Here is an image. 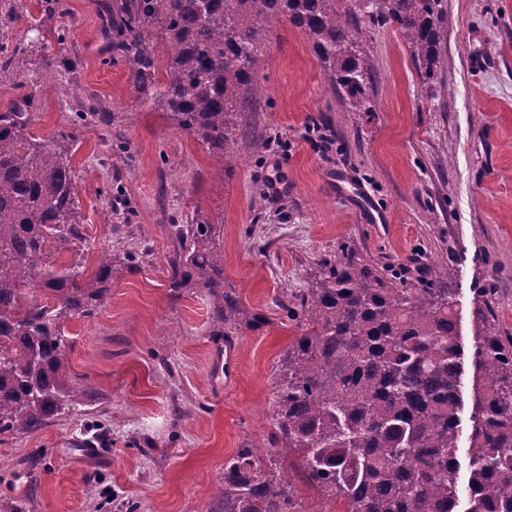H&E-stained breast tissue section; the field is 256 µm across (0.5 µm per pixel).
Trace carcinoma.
<instances>
[{"mask_svg":"<svg viewBox=\"0 0 512 512\" xmlns=\"http://www.w3.org/2000/svg\"><path fill=\"white\" fill-rule=\"evenodd\" d=\"M112 51L142 93L229 171L271 24L309 37L332 95L372 112L376 71L357 39L360 15L389 23L415 67L434 79L442 61V0H118ZM163 40L167 80L156 57ZM24 112L0 113V436L33 431L75 409L85 392L65 365L62 320L88 317L110 299L123 249L100 253L88 276L63 251L83 239L71 146L43 141ZM177 247L168 288L209 298L210 335L230 339L267 318L224 286L221 224L196 213L172 220ZM38 288L54 306L22 301ZM477 299L472 364L482 373L471 412L466 512H512V341L488 300ZM297 336L275 365L270 449L245 444L224 461L218 512H304L297 473L347 512H456V428L464 403L461 348L446 288H402L356 251L324 260L296 306ZM298 456L299 463L290 462Z\"/></svg>","mask_w":512,"mask_h":512,"instance_id":"obj_1","label":"carcinoma"}]
</instances>
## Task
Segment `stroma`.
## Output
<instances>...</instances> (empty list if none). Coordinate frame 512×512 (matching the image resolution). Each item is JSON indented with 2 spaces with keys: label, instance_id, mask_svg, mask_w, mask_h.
Returning <instances> with one entry per match:
<instances>
[{
  "label": "stroma",
  "instance_id": "obj_1",
  "mask_svg": "<svg viewBox=\"0 0 512 512\" xmlns=\"http://www.w3.org/2000/svg\"><path fill=\"white\" fill-rule=\"evenodd\" d=\"M0 58V113L26 103L30 133L74 135L83 239L63 252L93 269L121 245L136 272L105 307L68 318L75 410L0 441V496L24 512H211L224 461L268 447L273 366L297 334L292 294L341 247L422 288L412 266L449 269L460 343L471 350L479 289L512 338V0H443L442 65L427 82L389 24L363 22L375 111L328 91L304 32L277 23L255 75L250 132L229 174L156 100L138 92L102 36L106 0H12ZM263 148H255V141ZM281 175L278 194L268 181ZM125 200L130 219L112 214ZM222 219L224 282L270 324L236 336L235 380L214 356L199 290L171 296V218Z\"/></svg>",
  "mask_w": 512,
  "mask_h": 512
}]
</instances>
